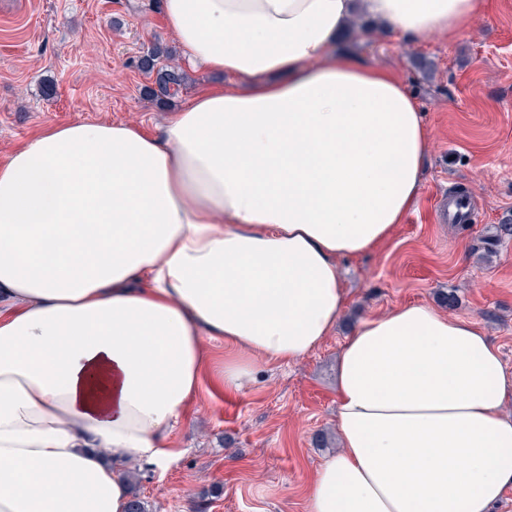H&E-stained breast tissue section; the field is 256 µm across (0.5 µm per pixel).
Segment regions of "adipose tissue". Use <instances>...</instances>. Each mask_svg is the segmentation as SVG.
<instances>
[{"instance_id": "1", "label": "adipose tissue", "mask_w": 512, "mask_h": 512, "mask_svg": "<svg viewBox=\"0 0 512 512\" xmlns=\"http://www.w3.org/2000/svg\"><path fill=\"white\" fill-rule=\"evenodd\" d=\"M480 0H161L198 89L159 132L45 128L0 163V512H126L166 465L203 337L290 363L347 305L339 262L415 209L428 134L393 72L337 48L457 35ZM512 371L470 319L407 303L336 364L338 452L307 512H491L512 488Z\"/></svg>"}]
</instances>
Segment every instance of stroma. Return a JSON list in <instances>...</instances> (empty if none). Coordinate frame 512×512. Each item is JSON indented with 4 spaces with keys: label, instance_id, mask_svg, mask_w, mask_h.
<instances>
[{
    "label": "stroma",
    "instance_id": "stroma-1",
    "mask_svg": "<svg viewBox=\"0 0 512 512\" xmlns=\"http://www.w3.org/2000/svg\"><path fill=\"white\" fill-rule=\"evenodd\" d=\"M160 0H0V162L41 129L112 121L158 131L196 89L234 81L185 68L167 102L149 98L153 79L132 66L153 42L170 47ZM465 32L422 43L392 40L358 15L338 47L395 72L414 94L428 129L417 207L370 253L342 260L349 298L335 332L292 364L257 361V378L224 389L212 368L235 357L205 340L200 392L173 435L177 457L142 465L135 492L148 512H306L310 482L339 448L336 355L352 327L407 302L467 317L512 368V0H484ZM465 190L469 222L442 223L438 205Z\"/></svg>",
    "mask_w": 512,
    "mask_h": 512
}]
</instances>
